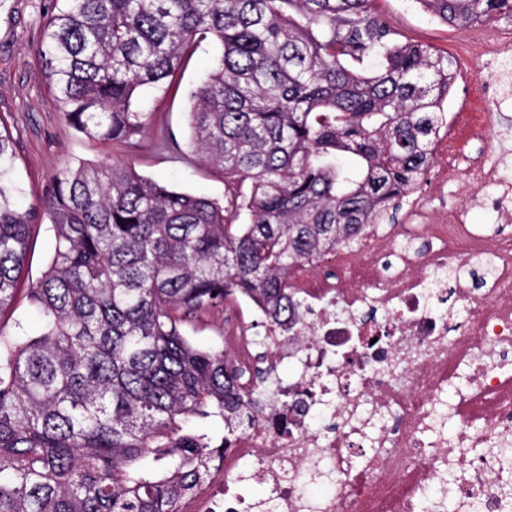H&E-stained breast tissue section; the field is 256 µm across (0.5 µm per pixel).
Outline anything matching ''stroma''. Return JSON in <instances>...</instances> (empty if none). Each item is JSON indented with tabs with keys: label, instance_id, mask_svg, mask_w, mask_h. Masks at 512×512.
<instances>
[{
	"label": "stroma",
	"instance_id": "1",
	"mask_svg": "<svg viewBox=\"0 0 512 512\" xmlns=\"http://www.w3.org/2000/svg\"><path fill=\"white\" fill-rule=\"evenodd\" d=\"M54 0H0V114L7 115L18 142L19 178L29 203L48 192L50 176L62 165L77 160H129L137 170L168 186L198 196L225 200L222 171L203 163L187 146L188 114L182 89L198 82L212 67L219 53L210 41L202 42L178 76L180 93H146L138 104L151 113L152 127L163 130L174 149L154 151L150 141L139 149L102 144L80 138L63 117L54 112L36 62L40 19L53 10ZM385 20L413 41L457 55L464 43L497 40L502 64L512 70V29L495 19L464 28L439 23L416 0H381ZM460 155L494 153L501 156L506 174L512 176V109L499 113L492 136L458 145Z\"/></svg>",
	"mask_w": 512,
	"mask_h": 512
}]
</instances>
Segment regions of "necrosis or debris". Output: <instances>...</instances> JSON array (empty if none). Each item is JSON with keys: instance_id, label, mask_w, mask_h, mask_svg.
<instances>
[{"instance_id": "necrosis-or-debris-1", "label": "necrosis or debris", "mask_w": 512, "mask_h": 512, "mask_svg": "<svg viewBox=\"0 0 512 512\" xmlns=\"http://www.w3.org/2000/svg\"><path fill=\"white\" fill-rule=\"evenodd\" d=\"M509 106L475 83L434 146L421 180L431 204L413 207L412 231L373 225L334 251L338 275L316 263L293 272L303 316L272 350L294 368L287 397L212 459L191 512H415L450 469L464 503L512 512V467L492 453L512 437V234L467 218L478 203L511 224L512 201L493 193L505 180L494 157L462 165L456 151L483 137L489 109ZM461 191L465 204L446 207ZM484 268L477 291L458 276ZM447 410L458 419L449 436L435 430ZM322 468L335 489L312 509L302 487ZM256 473L271 487L263 502L240 492Z\"/></svg>"}]
</instances>
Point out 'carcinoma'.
<instances>
[{
	"mask_svg": "<svg viewBox=\"0 0 512 512\" xmlns=\"http://www.w3.org/2000/svg\"><path fill=\"white\" fill-rule=\"evenodd\" d=\"M56 2L38 48L49 104L102 143L139 147L140 92L180 87L193 49L219 44L184 96L189 145L229 200L80 161L27 207L0 116V317L43 222L54 240L25 293L38 327L0 325V512H179L279 380L275 337H254L247 373L187 328L239 294L297 323L295 268L394 220L431 166L455 63L391 27L379 0ZM416 2L451 27L512 17V0Z\"/></svg>",
	"mask_w": 512,
	"mask_h": 512,
	"instance_id": "1",
	"label": "carcinoma"
}]
</instances>
